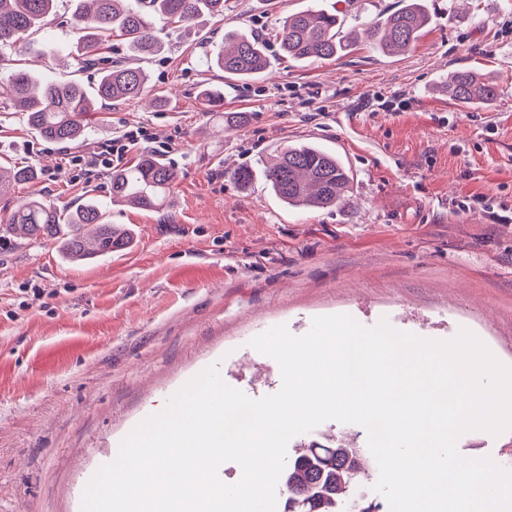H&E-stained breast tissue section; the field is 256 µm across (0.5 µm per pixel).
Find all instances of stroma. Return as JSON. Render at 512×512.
Returning a JSON list of instances; mask_svg holds the SVG:
<instances>
[{
	"instance_id": "obj_1",
	"label": "stroma",
	"mask_w": 512,
	"mask_h": 512,
	"mask_svg": "<svg viewBox=\"0 0 512 512\" xmlns=\"http://www.w3.org/2000/svg\"><path fill=\"white\" fill-rule=\"evenodd\" d=\"M320 6L359 28L400 0H226L146 58L111 38L108 55L144 68L141 98L102 102L82 142L42 138L20 113L0 112V159L31 165L41 190L75 207L105 197L109 176L85 182L66 154L93 152L131 126L141 152L162 154L178 179L154 210L110 207L132 229L131 249L79 263L54 244L0 251V512H81L85 486L121 440L161 411L188 380L217 365L225 383L258 399L282 386L276 360L250 345L283 324L296 336L315 317L347 314L366 327L449 340L466 328L512 365V0H434L416 46L388 56L360 42L336 59L283 57V17ZM60 10L29 39L55 53L48 77L78 79ZM238 28L265 38L271 61L244 85L205 55ZM482 72L498 91L478 109L439 86L448 73ZM221 89L205 107L199 92ZM245 121L231 127L229 113ZM316 143L351 173L344 201L284 207L259 174L284 148ZM258 177L235 183L236 168ZM461 455L512 471V430L476 431Z\"/></svg>"
}]
</instances>
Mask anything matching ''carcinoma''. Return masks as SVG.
<instances>
[{"instance_id":"cac0c4a2","label":"carcinoma","mask_w":512,"mask_h":512,"mask_svg":"<svg viewBox=\"0 0 512 512\" xmlns=\"http://www.w3.org/2000/svg\"><path fill=\"white\" fill-rule=\"evenodd\" d=\"M68 24L78 38L69 58L79 71L93 69V91L77 81L57 82L26 69L0 74V104L24 115L43 138L72 144L92 131L90 114L102 101L140 95L147 75L103 56L105 42L122 38L135 55H153L164 41L154 27L159 18L174 29L187 27L201 16L224 17L225 0H69ZM58 0H0V48L27 42L30 34L56 15ZM431 13L426 0H406L383 19L364 26L373 47L391 56L415 46ZM344 19L324 9L309 8L283 20L280 47L296 61L329 60L352 46L342 30ZM231 79L251 80L266 72L269 59L263 40L247 31L224 32V46L207 57ZM448 96L465 107L478 108L497 97L496 87L472 70L455 72L446 84ZM267 188L290 207L327 208L344 199L350 173L333 154L314 144L290 146L263 172ZM33 166L0 167V198L15 186L33 182ZM177 171L154 154H143L126 168L112 172L109 202L94 196L78 208H63L47 198L18 203L0 224V248L52 242L68 260H89L130 247V229L107 221V204L156 209L167 201ZM373 461L367 449L342 437L312 439L299 446L282 474L283 512H357L359 486L370 478Z\"/></svg>"}]
</instances>
